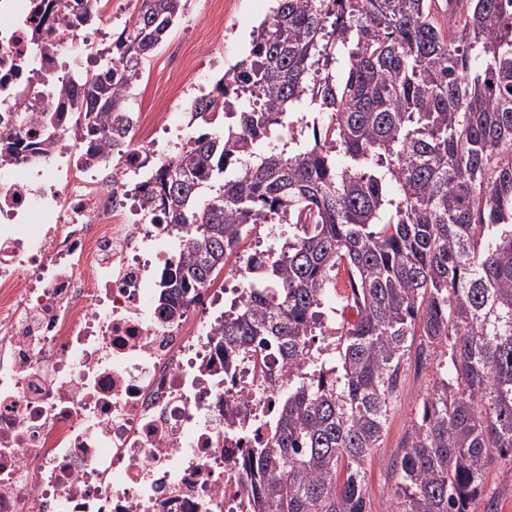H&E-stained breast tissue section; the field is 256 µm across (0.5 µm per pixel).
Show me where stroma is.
<instances>
[{
  "instance_id": "1",
  "label": "stroma",
  "mask_w": 512,
  "mask_h": 512,
  "mask_svg": "<svg viewBox=\"0 0 512 512\" xmlns=\"http://www.w3.org/2000/svg\"><path fill=\"white\" fill-rule=\"evenodd\" d=\"M273 0H192L183 20L175 25L151 56L135 84L129 105L135 112L158 111V101L169 82V55L184 56L194 74L182 95L170 101L171 113L185 111L197 89H211L224 73L247 54L254 27L269 14ZM435 376L434 365L416 368L406 362L401 373L396 410L391 414L384 440L367 463L371 512H392L395 478L389 468L415 416L419 401Z\"/></svg>"
}]
</instances>
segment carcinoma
Segmentation results:
<instances>
[{"label":"carcinoma","instance_id":"cac0c4a2","mask_svg":"<svg viewBox=\"0 0 512 512\" xmlns=\"http://www.w3.org/2000/svg\"><path fill=\"white\" fill-rule=\"evenodd\" d=\"M71 2L66 26L102 18ZM274 2L144 193L165 223L203 228L163 273L172 312L252 230L280 227L246 254L261 277L219 332L278 388L246 453L253 512H370L366 464L413 350L436 375L390 463L394 512H501L512 484H484L512 464V0H448L446 23L437 0ZM188 4L134 0L98 73L60 87L97 165L127 145L141 64ZM341 307L358 318L332 319Z\"/></svg>","mask_w":512,"mask_h":512}]
</instances>
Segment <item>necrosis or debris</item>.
Masks as SVG:
<instances>
[{
  "mask_svg": "<svg viewBox=\"0 0 512 512\" xmlns=\"http://www.w3.org/2000/svg\"><path fill=\"white\" fill-rule=\"evenodd\" d=\"M34 0H0V133L26 110L59 131L0 164V512H250L244 459L275 390L216 334L242 288H198L176 312L158 276L194 227L145 222V155L169 133L138 115L126 151L88 158L55 89L84 71L96 34L41 49Z\"/></svg>",
  "mask_w": 512,
  "mask_h": 512,
  "instance_id": "obj_1",
  "label": "necrosis or debris"
}]
</instances>
